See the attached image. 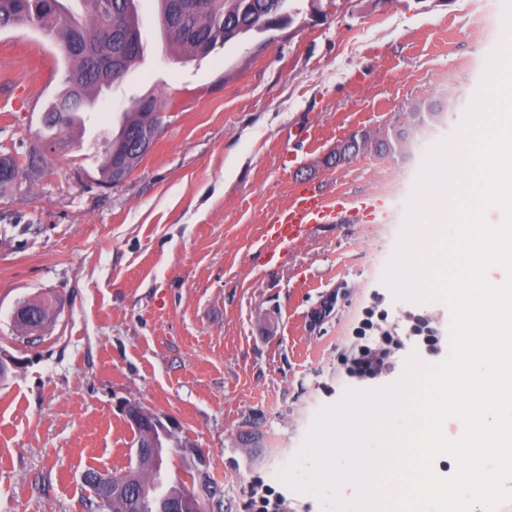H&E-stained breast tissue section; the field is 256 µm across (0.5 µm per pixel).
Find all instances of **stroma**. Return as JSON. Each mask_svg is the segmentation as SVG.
<instances>
[{
    "instance_id": "stroma-1",
    "label": "stroma",
    "mask_w": 512,
    "mask_h": 512,
    "mask_svg": "<svg viewBox=\"0 0 512 512\" xmlns=\"http://www.w3.org/2000/svg\"><path fill=\"white\" fill-rule=\"evenodd\" d=\"M505 0H292L289 20L185 59L159 31L156 0H139L147 49L102 93L85 130L46 151L0 196V512H88L87 471L127 467L135 448L122 406L174 417L243 512L255 481L288 512L356 505L357 486L317 494L301 455L320 412L351 390L405 383L409 358L437 365L409 330L422 316L451 340L446 303L398 297L385 280L424 166L458 138L500 44ZM56 42L0 30V153L26 162L63 88ZM163 102L152 150L120 185L98 160L135 98ZM438 122L411 153L335 162L363 131L408 129L413 108ZM303 192L373 194L382 223L316 224L277 259L260 244L270 216ZM56 318L29 342L20 303ZM380 304L402 350L376 381L343 359L363 311Z\"/></svg>"
}]
</instances>
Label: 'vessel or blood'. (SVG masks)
Instances as JSON below:
<instances>
[{"instance_id":"vessel-or-blood-1","label":"vessel or blood","mask_w":512,"mask_h":512,"mask_svg":"<svg viewBox=\"0 0 512 512\" xmlns=\"http://www.w3.org/2000/svg\"><path fill=\"white\" fill-rule=\"evenodd\" d=\"M386 214L384 203L374 196H362L345 202H327L314 194L300 195L289 207L274 215L262 240L269 258H276L295 243L313 224L345 217L361 222H377Z\"/></svg>"}]
</instances>
